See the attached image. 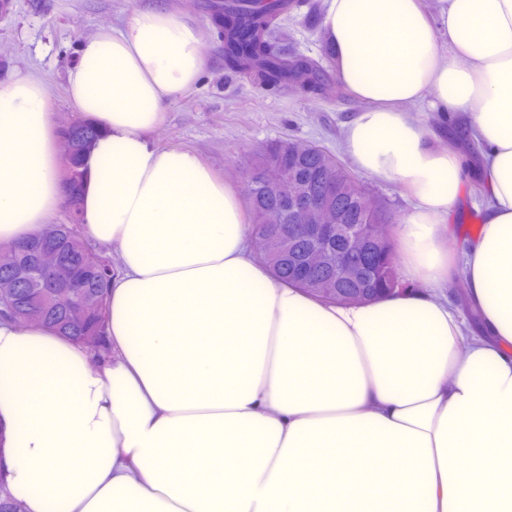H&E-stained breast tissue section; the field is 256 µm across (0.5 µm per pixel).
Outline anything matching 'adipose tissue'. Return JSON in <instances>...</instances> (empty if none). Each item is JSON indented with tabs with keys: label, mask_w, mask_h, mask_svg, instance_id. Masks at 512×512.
Returning <instances> with one entry per match:
<instances>
[{
	"label": "adipose tissue",
	"mask_w": 512,
	"mask_h": 512,
	"mask_svg": "<svg viewBox=\"0 0 512 512\" xmlns=\"http://www.w3.org/2000/svg\"><path fill=\"white\" fill-rule=\"evenodd\" d=\"M339 82L365 108L346 148L412 210L405 290L336 305L274 280L237 190L158 149L167 102L205 66L192 22L136 12L83 41L66 96L100 130L85 232L115 247L94 355L0 320V500L23 512H512V0H325ZM467 116L486 216L444 251L463 179L410 116ZM39 77L0 83V241L60 196ZM464 273L483 330L434 291Z\"/></svg>",
	"instance_id": "ef3b65f1"
}]
</instances>
